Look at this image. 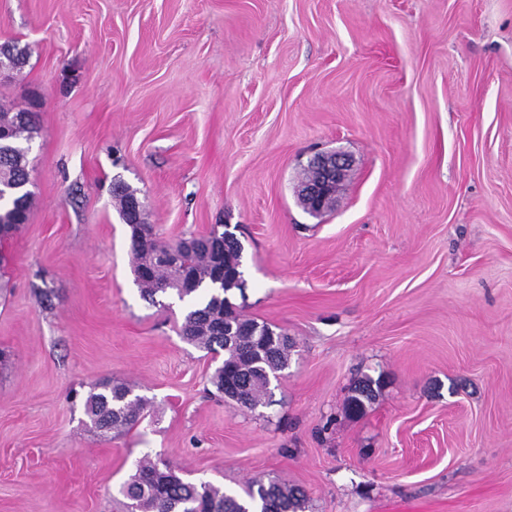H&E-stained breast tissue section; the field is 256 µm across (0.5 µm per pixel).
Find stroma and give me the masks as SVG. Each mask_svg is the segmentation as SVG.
<instances>
[{
    "instance_id": "stroma-1",
    "label": "stroma",
    "mask_w": 512,
    "mask_h": 512,
    "mask_svg": "<svg viewBox=\"0 0 512 512\" xmlns=\"http://www.w3.org/2000/svg\"><path fill=\"white\" fill-rule=\"evenodd\" d=\"M6 43L0 103L37 132L0 242V512H126L146 454L305 512H512V0H0ZM328 151L351 165L314 215ZM117 178L161 239L241 241L232 302L294 342L270 406L142 298ZM97 381L143 423L91 428ZM313 175L297 187V194L308 211L320 214L333 203L338 187L346 180L350 159L342 153L319 154L309 161ZM380 386L379 380H373L370 377L361 380L353 388V394L348 399L347 408L351 414L359 415L365 411L366 404L375 400L377 388Z\"/></svg>"
}]
</instances>
